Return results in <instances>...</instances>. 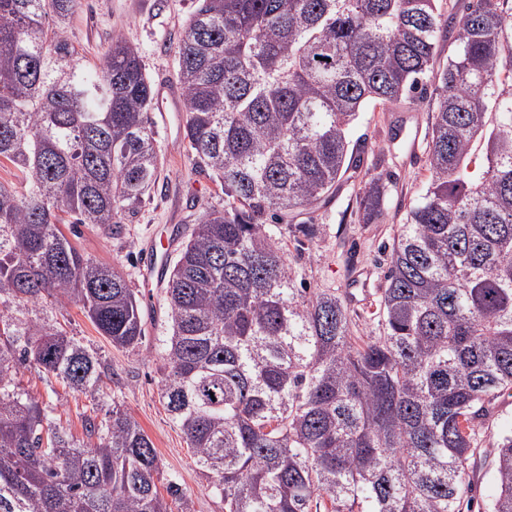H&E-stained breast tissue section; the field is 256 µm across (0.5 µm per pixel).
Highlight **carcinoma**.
Segmentation results:
<instances>
[{"label": "carcinoma", "instance_id": "1", "mask_svg": "<svg viewBox=\"0 0 512 512\" xmlns=\"http://www.w3.org/2000/svg\"><path fill=\"white\" fill-rule=\"evenodd\" d=\"M79 0H0V512H193L157 485L151 439L121 406L71 439L17 383L32 368L76 393L108 367L49 303L80 306L112 345L145 340L135 289L62 231L118 236L160 177L138 50L112 36L85 63ZM469 0L434 71L437 0H197L175 54L183 140L224 190L169 265L160 395L224 512H460L465 465L512 390V12ZM434 78L432 98L424 79ZM432 112L425 194L388 254L380 335L346 298L297 284L277 229L359 162L368 103ZM485 146L471 169L475 142ZM383 174L361 199L382 215ZM481 512H512V431Z\"/></svg>", "mask_w": 512, "mask_h": 512}]
</instances>
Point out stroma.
Segmentation results:
<instances>
[{"instance_id":"obj_1","label":"stroma","mask_w":512,"mask_h":512,"mask_svg":"<svg viewBox=\"0 0 512 512\" xmlns=\"http://www.w3.org/2000/svg\"><path fill=\"white\" fill-rule=\"evenodd\" d=\"M195 0H80L70 23L76 46L88 63L100 61L113 34L135 46L152 82L176 80V47L194 9ZM161 174L151 197L137 214L124 220L122 235L105 237L90 224L80 227L74 245L85 255L121 271L136 288L145 315L146 342L136 349L113 346L98 334L79 306L65 302L54 316L81 344L109 368L95 395L71 392L59 379L32 369L22 370L20 382L30 395L49 406L63 430L83 439L86 415L104 414L120 403L152 440L165 475L175 477L191 494L194 512H224V501L207 485L197 468L180 427L166 411L158 381L161 341L169 334L163 285L143 287L141 263L152 243L181 241L187 225L224 206V192L206 174L195 170L182 134L164 132L154 124ZM431 130L425 102L401 99L368 105L349 138L361 151V165L349 171L340 190L318 205L313 223L322 227L309 248H299L291 233H283L288 259L305 287L330 289L347 298L359 332L378 335L374 312L385 286L387 256L398 224L427 186L426 156ZM384 173L386 189L382 216L371 224L360 218V198L370 175ZM512 430V391L500 394L479 430L476 456L466 477L472 502L481 504L495 489L492 453L499 435Z\"/></svg>"}]
</instances>
